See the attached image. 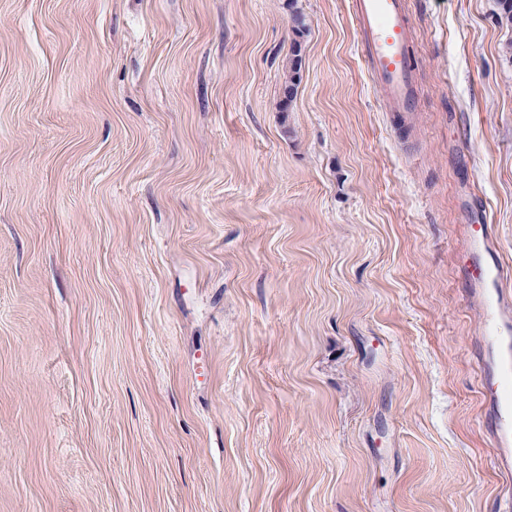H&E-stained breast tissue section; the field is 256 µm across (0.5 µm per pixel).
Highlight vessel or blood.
Segmentation results:
<instances>
[{
	"mask_svg": "<svg viewBox=\"0 0 512 512\" xmlns=\"http://www.w3.org/2000/svg\"><path fill=\"white\" fill-rule=\"evenodd\" d=\"M352 9L374 88L390 111H416L419 62L406 0H352ZM466 243L462 279L484 313V389L493 405L489 438L505 466L512 462V400L500 395L499 386L512 379V263L501 257L492 225H468Z\"/></svg>",
	"mask_w": 512,
	"mask_h": 512,
	"instance_id": "obj_1",
	"label": "vessel or blood"
}]
</instances>
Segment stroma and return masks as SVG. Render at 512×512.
Masks as SVG:
<instances>
[{
	"mask_svg": "<svg viewBox=\"0 0 512 512\" xmlns=\"http://www.w3.org/2000/svg\"><path fill=\"white\" fill-rule=\"evenodd\" d=\"M407 5L404 116L351 0H0V512H503L512 31ZM302 65L301 43L297 39L294 40L291 47V54L288 58V75L284 82L282 110L288 111V105L293 100L297 85L300 81V71ZM466 243L468 255L460 272L484 313L482 338L488 347L484 389L493 404L489 438L497 450V463L510 472L512 400L500 395L499 386L512 378V267L497 249L491 224H467Z\"/></svg>",
	"mask_w": 512,
	"mask_h": 512,
	"instance_id": "1",
	"label": "stroma"
}]
</instances>
